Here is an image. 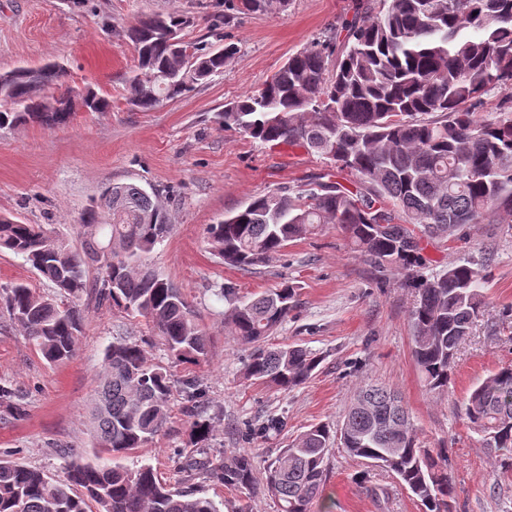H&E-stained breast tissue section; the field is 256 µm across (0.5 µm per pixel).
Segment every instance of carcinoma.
<instances>
[{"label": "carcinoma", "mask_w": 512, "mask_h": 512, "mask_svg": "<svg viewBox=\"0 0 512 512\" xmlns=\"http://www.w3.org/2000/svg\"><path fill=\"white\" fill-rule=\"evenodd\" d=\"M288 0H224L219 29L236 13L267 11ZM185 15H150L129 30L137 70L127 103L142 112L182 97L221 73L237 53L205 45L173 44L169 36L190 26ZM0 128L65 125L80 108L106 112L107 98L61 85L56 63L0 70ZM492 90L504 94L496 115L475 109ZM512 0H380L367 12L332 26L324 38L292 54L265 87L228 104L224 128L262 143L299 147L329 163L307 187H281L209 227L224 263L250 268L283 251L288 242L322 224H339L372 268L411 270L409 309L413 357L429 390L448 392L458 348L485 304L481 277L468 261L419 273L427 247L438 238H461L473 224L512 216ZM159 193L135 183L106 186L85 211L80 248L51 236L41 224L0 214V250L23 256L60 291L47 298L26 283L3 289L5 314L49 363L75 355L83 325V296L106 302L152 324L177 362L207 355L206 333L181 291L147 263L146 256L170 233ZM112 241V261L97 260ZM95 277H90V273ZM229 320L239 342L251 346L245 378L284 390L307 381L321 357L302 345L270 347L266 339L294 308L296 289L284 282L253 299L226 285ZM183 415L200 440L213 430L201 419L199 381L181 380ZM173 392L165 368L148 360L136 341L108 347L92 410L97 447L116 456L153 442L167 424ZM0 407L15 418L22 397L0 384ZM471 427L486 447L512 463V364L473 387L465 403ZM347 452L392 473L424 512H453L456 489L449 449L421 445L398 398L372 384L362 386L339 428ZM331 427L305 431L256 476L254 456L228 462L189 449L181 469L201 473L227 489L256 496L271 493L278 512H311L324 490ZM220 512L210 498L161 481L148 464L70 463L53 481L19 462L0 461V512Z\"/></svg>", "instance_id": "obj_1"}]
</instances>
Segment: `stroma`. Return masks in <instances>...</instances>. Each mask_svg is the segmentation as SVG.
Instances as JSON below:
<instances>
[{
  "mask_svg": "<svg viewBox=\"0 0 512 512\" xmlns=\"http://www.w3.org/2000/svg\"><path fill=\"white\" fill-rule=\"evenodd\" d=\"M378 7L379 0H289L287 7L264 14L235 16L219 41L210 25L213 15L223 14L224 0H83L78 6L72 0H0V70L59 61L67 68V86L93 90L111 103L107 112L77 110L69 123L54 128L0 130V213L44 225L75 245L81 217L104 187H153L172 229L147 261L181 289L208 337L203 360L175 366L143 318L88 299L75 355L50 364L0 318V383L16 389L26 408L20 418L0 409V459L61 479L70 451L99 464L147 463L176 484L178 455L191 445L181 397L173 398L162 434L134 454L98 453L89 430L105 352L131 339L141 341L150 361L167 367L174 380H200L202 416L213 424L202 443L210 455L225 459L245 450L264 470L312 425H340L360 383L379 382L400 394L420 441L449 448L455 512H512V468H501L495 453L483 447L463 410L474 384L512 363V217L472 226L463 239L439 240L427 249L442 263L470 260L485 296L444 394L429 391L414 362L409 271L374 274L340 225L319 226L253 270L225 265L210 242L211 224L252 197L301 185L326 165L304 149L263 144L225 129L224 108L260 90L289 55L329 26ZM172 13L193 20L181 33L184 42L215 49L228 43L237 53L222 75L185 97L149 112L134 110L126 102L137 65L128 30L143 16ZM16 282L45 297L59 294L22 256L2 250L0 289ZM284 282L297 288L295 307L270 342L301 344L322 358L313 375L290 390L245 379L249 350L225 324L229 305L218 295L230 284L246 299ZM267 418L279 420L280 428L245 436L246 425ZM327 468L325 490L312 512H422L391 473L350 456L341 443L332 446ZM189 485L213 499L220 512H277L268 494L248 498L201 478Z\"/></svg>",
  "mask_w": 512,
  "mask_h": 512,
  "instance_id": "1",
  "label": "stroma"
}]
</instances>
